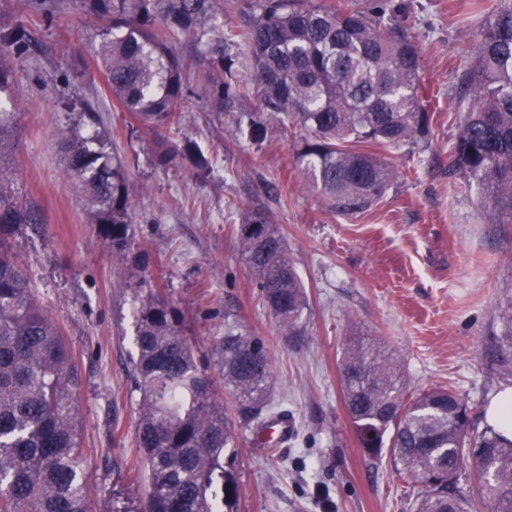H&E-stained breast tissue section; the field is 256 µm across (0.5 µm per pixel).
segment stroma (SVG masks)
Masks as SVG:
<instances>
[{
  "mask_svg": "<svg viewBox=\"0 0 512 512\" xmlns=\"http://www.w3.org/2000/svg\"><path fill=\"white\" fill-rule=\"evenodd\" d=\"M391 2L418 40L430 133L422 144L386 152L400 178L362 213L337 214L302 185L299 131L272 128L253 145L237 133L233 115L215 118L203 90L181 131L212 161L203 176L188 165L155 167L158 135L110 98L98 103L130 184L132 250L145 256L150 287L181 319L201 365L210 366L230 326L270 351L272 397L293 430L272 447L255 426H237L234 512H412L410 484L388 457L365 455L345 412L339 366L351 336L385 344L415 389L449 386L479 405L512 389V373L501 369L512 352L498 348V306L512 298V224L485 223L478 188L462 191L460 177L448 173L461 120L457 59L483 18L468 15L467 0ZM99 26L71 6L64 27L40 29L52 47L67 32V53L11 60L20 83L7 104L18 115L13 188L41 207L46 225L37 234L21 228L14 245L78 357L91 512H112L120 501L144 512L147 488L132 470L138 398L128 379L142 292L86 223L58 139L69 122L64 102L96 71L89 37ZM253 208L278 225L306 287L303 340L280 336L228 224Z\"/></svg>",
  "mask_w": 512,
  "mask_h": 512,
  "instance_id": "stroma-1",
  "label": "stroma"
}]
</instances>
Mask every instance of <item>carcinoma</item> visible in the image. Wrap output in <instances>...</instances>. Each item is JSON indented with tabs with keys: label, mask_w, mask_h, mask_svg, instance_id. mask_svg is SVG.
I'll use <instances>...</instances> for the list:
<instances>
[{
	"label": "carcinoma",
	"mask_w": 512,
	"mask_h": 512,
	"mask_svg": "<svg viewBox=\"0 0 512 512\" xmlns=\"http://www.w3.org/2000/svg\"><path fill=\"white\" fill-rule=\"evenodd\" d=\"M107 21L97 32L95 62L109 97L149 130L180 131L182 112L207 90L209 110L234 113L242 96H258L265 112L236 122L261 144L267 120L282 131L307 132L299 162L303 183L329 207L350 216L381 198L397 172L377 154L417 145L429 134V92L420 82L415 37L389 0H246L242 19L224 22V0H79ZM50 25L67 0H29ZM475 49L461 55L458 99L466 104L448 173L475 180L490 224L512 223V0L484 10ZM29 20L0 28L17 55L45 53ZM192 40L200 68L177 50ZM83 116L97 125L99 90L87 86ZM16 70L0 56V94L17 93ZM17 115L0 107V512H89L82 426L75 393L77 361L61 328L18 262L12 238L40 228V207L5 195L13 169L3 148ZM66 174L84 191L87 223L112 247L132 278L145 271L132 246L129 181L104 129L58 133ZM201 173L211 160L190 141L161 142L155 166ZM254 287L280 335H307L309 300L270 216L245 210L233 225ZM137 355L128 375L140 394L134 433L148 484L146 512H222L238 494L224 450L235 433L224 401L212 391L172 311L147 289L136 317ZM214 365L244 423L268 409V347L233 327L214 348ZM344 408L364 453L387 454L413 482L414 512H512V440L488 426L467 427L475 407L451 388L409 392L401 363L377 343L351 341L340 364Z\"/></svg>",
	"instance_id": "carcinoma-1"
}]
</instances>
